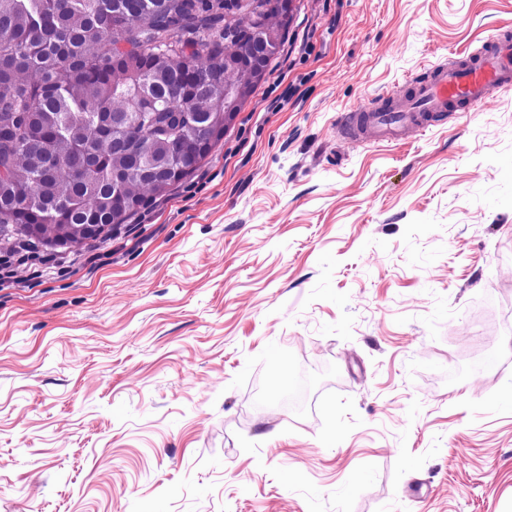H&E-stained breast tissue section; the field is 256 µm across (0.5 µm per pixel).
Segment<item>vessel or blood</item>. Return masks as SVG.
Segmentation results:
<instances>
[{
    "instance_id": "b4317fda",
    "label": "vessel or blood",
    "mask_w": 512,
    "mask_h": 512,
    "mask_svg": "<svg viewBox=\"0 0 512 512\" xmlns=\"http://www.w3.org/2000/svg\"><path fill=\"white\" fill-rule=\"evenodd\" d=\"M512 88V36L500 34L453 63L432 68L427 77L407 79L384 93L359 119L364 140L395 142L421 132L438 119L474 111L493 91Z\"/></svg>"
}]
</instances>
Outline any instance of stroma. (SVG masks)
I'll use <instances>...</instances> for the list:
<instances>
[{
    "mask_svg": "<svg viewBox=\"0 0 512 512\" xmlns=\"http://www.w3.org/2000/svg\"><path fill=\"white\" fill-rule=\"evenodd\" d=\"M500 30L512 0H297L185 184L0 292V512H512V89L338 123ZM303 367L306 413L252 409Z\"/></svg>",
    "mask_w": 512,
    "mask_h": 512,
    "instance_id": "35a3bbf8",
    "label": "stroma"
}]
</instances>
